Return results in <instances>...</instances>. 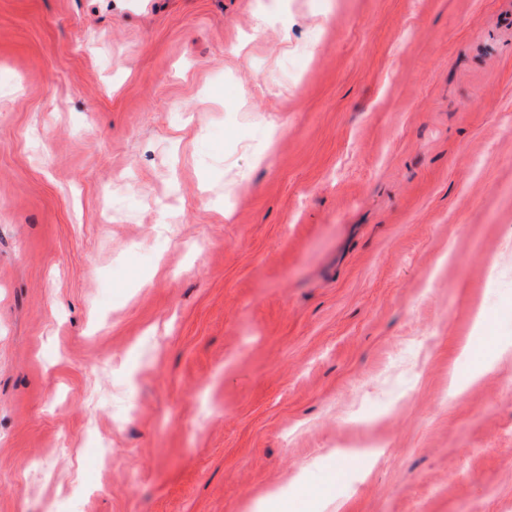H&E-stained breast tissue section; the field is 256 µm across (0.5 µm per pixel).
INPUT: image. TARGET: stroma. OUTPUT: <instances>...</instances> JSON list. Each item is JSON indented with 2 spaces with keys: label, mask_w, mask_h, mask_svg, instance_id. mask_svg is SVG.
Returning <instances> with one entry per match:
<instances>
[{
  "label": "stroma",
  "mask_w": 512,
  "mask_h": 512,
  "mask_svg": "<svg viewBox=\"0 0 512 512\" xmlns=\"http://www.w3.org/2000/svg\"><path fill=\"white\" fill-rule=\"evenodd\" d=\"M322 480L512 512V0H0V512ZM497 343L493 338L485 339L480 346H475L472 342H466L460 350L461 354L471 356L478 363V368L473 376L476 380L483 373L491 370L500 354Z\"/></svg>",
  "instance_id": "1"
}]
</instances>
